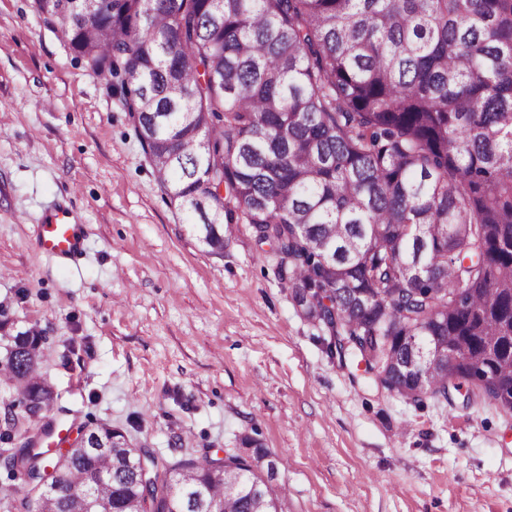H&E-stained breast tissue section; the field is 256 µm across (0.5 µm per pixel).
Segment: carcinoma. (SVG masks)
<instances>
[{
	"mask_svg": "<svg viewBox=\"0 0 512 512\" xmlns=\"http://www.w3.org/2000/svg\"><path fill=\"white\" fill-rule=\"evenodd\" d=\"M35 8L95 76L112 79L161 188L224 249L246 219L330 355L421 404L467 391L512 411V0H57ZM183 112H204L205 129ZM0 377L28 420L53 407L29 329ZM429 371L438 347L471 356ZM82 459L61 464L40 434L15 446L4 498L30 512H288L277 462L247 437L222 458L136 465L94 447L126 436L86 426ZM55 484L36 502L44 475ZM108 480L100 482L97 475Z\"/></svg>",
	"mask_w": 512,
	"mask_h": 512,
	"instance_id": "carcinoma-1",
	"label": "carcinoma"
}]
</instances>
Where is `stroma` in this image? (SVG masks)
I'll return each instance as SVG.
<instances>
[{"label":"stroma","instance_id":"stroma-1","mask_svg":"<svg viewBox=\"0 0 512 512\" xmlns=\"http://www.w3.org/2000/svg\"><path fill=\"white\" fill-rule=\"evenodd\" d=\"M57 204L87 237L70 264L38 248ZM0 305L44 337L59 436L106 423L169 462L250 436L290 512H512V412L353 379L246 222L205 251L120 97L33 0H0Z\"/></svg>","mask_w":512,"mask_h":512}]
</instances>
